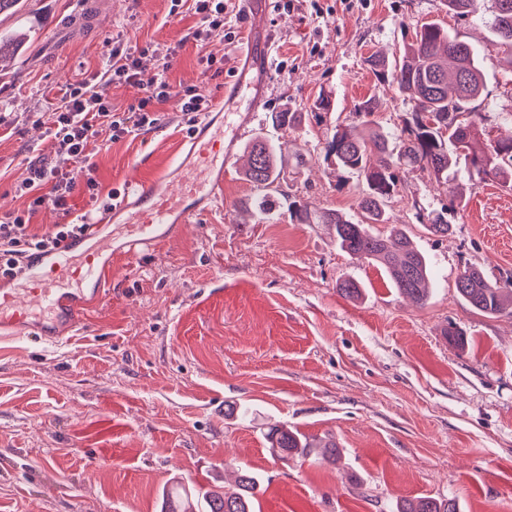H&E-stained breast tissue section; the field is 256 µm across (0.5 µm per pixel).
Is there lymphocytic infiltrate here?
Returning a JSON list of instances; mask_svg holds the SVG:
<instances>
[{
    "label": "lymphocytic infiltrate",
    "instance_id": "f902f5d3",
    "mask_svg": "<svg viewBox=\"0 0 512 512\" xmlns=\"http://www.w3.org/2000/svg\"><path fill=\"white\" fill-rule=\"evenodd\" d=\"M148 54L159 60L161 69H169L170 53L149 45L138 49L113 41L103 71L94 78L72 84L62 105L49 114L48 148L55 161L32 165L29 177L17 188L19 196L28 200L26 208L0 218V281L13 279L22 256L57 248L84 234L93 223V211L73 215L70 200L78 191L87 195L92 204L99 200V183L90 157L91 147L100 133H107L110 141L116 142L152 128L159 121L158 105L171 99L190 118L207 111L209 98L195 89L173 93L163 76L142 83L141 59ZM115 83L143 87V96L129 111H113L106 89ZM46 204L69 214L70 220L43 233L33 232L31 218Z\"/></svg>",
    "mask_w": 512,
    "mask_h": 512
}]
</instances>
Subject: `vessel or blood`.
<instances>
[{"label": "vessel or blood", "mask_w": 512, "mask_h": 512, "mask_svg": "<svg viewBox=\"0 0 512 512\" xmlns=\"http://www.w3.org/2000/svg\"><path fill=\"white\" fill-rule=\"evenodd\" d=\"M267 4L241 0L250 27L236 57L235 78L184 140L182 158L156 178L127 186L111 216L101 217L85 234L25 257L16 287L0 289V330L23 327L54 340L57 329L81 325L90 306L105 299L114 257L152 251L182 225L223 210L224 177L237 161L235 147L266 105L273 50L263 25Z\"/></svg>", "instance_id": "b4317fda"}]
</instances>
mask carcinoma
<instances>
[{"instance_id": "cac0c4a2", "label": "carcinoma", "mask_w": 512, "mask_h": 512, "mask_svg": "<svg viewBox=\"0 0 512 512\" xmlns=\"http://www.w3.org/2000/svg\"><path fill=\"white\" fill-rule=\"evenodd\" d=\"M448 14L475 16L483 0H446ZM491 23L495 44L512 69V0H495ZM482 52L461 40L449 28L436 23L422 24L413 40L400 50L398 59L388 62L371 56L368 64L380 82L395 84L413 102L409 118L401 130L398 153L389 151L388 133L366 121L367 129L359 136L336 130L328 142L326 158L337 168L355 171L363 177L367 190L358 207L366 222L358 223L337 210H322L308 202L292 200L288 213L295 224H333L336 242L352 257L381 266L393 287L424 301L429 265L425 256L400 229L390 238L369 230L371 224L386 220V203L394 196L400 182L401 166H413L434 176L448 179V173L463 167L469 177L494 180L505 186L512 182V138L491 140L476 149L479 129L473 119L474 103L481 99L484 87ZM245 175L255 186L289 198L283 190L280 147L267 139L256 140L250 149ZM449 203L427 212L426 228L438 236H447L451 228L448 212L459 205L454 190H448ZM458 297L471 308L488 315L512 307V285L489 280L478 267H467L456 279ZM271 447L282 458L306 456L312 444L301 435L283 427L268 432ZM260 482L248 469L238 470L235 487L230 490H204L179 485L166 492L164 512H254ZM399 512H456L453 499L420 498L407 501Z\"/></svg>"}]
</instances>
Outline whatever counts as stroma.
<instances>
[{"label": "stroma", "mask_w": 512, "mask_h": 512, "mask_svg": "<svg viewBox=\"0 0 512 512\" xmlns=\"http://www.w3.org/2000/svg\"><path fill=\"white\" fill-rule=\"evenodd\" d=\"M171 0H22L0 14V217L24 209L15 187L48 158L44 122L69 84L99 72L107 43L174 45L166 79L217 98L233 75L244 18L229 0L224 35L192 38L200 18ZM494 0L457 20L445 0H294L271 6L267 107L250 139L280 144L286 189L322 209L358 215L361 176L325 158L335 126L362 128L357 105L385 102L373 117L391 148L412 105L380 84L367 59L391 55L416 27L440 22L484 49L481 122L491 139L512 137V74L493 46ZM214 54L216 70L201 56ZM329 112L314 119L319 95ZM304 113L293 127L270 115ZM187 122L170 100L156 127L136 138L100 135L92 162L102 192L147 180L171 163ZM250 139L241 140L246 155ZM463 186L448 236L431 235L418 208L447 203V184L405 171L380 236L404 228L436 279L426 304L356 260L328 224H294L278 197L255 222L260 193L236 167L224 181L228 210L188 224L151 254L112 266V288L81 329L50 344L24 328L0 337V512H160L180 479L232 484L239 467L261 478L256 512H397L402 501L454 498L460 512H512V308L482 314L455 292L468 266L512 282V187ZM346 280L358 299L341 296ZM465 332L458 348L444 334ZM246 407L248 418L228 416ZM282 425L321 453L281 460L267 439Z\"/></svg>", "instance_id": "stroma-1"}]
</instances>
